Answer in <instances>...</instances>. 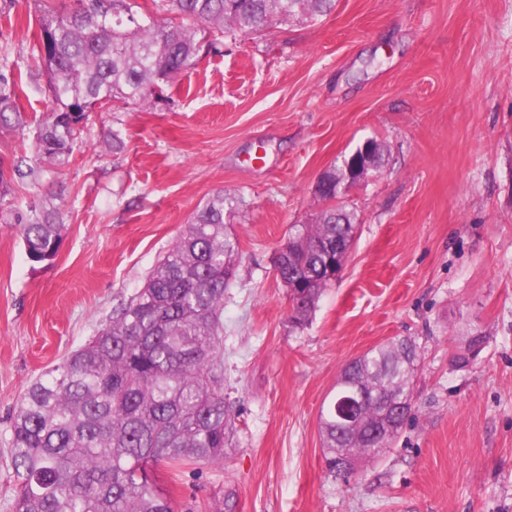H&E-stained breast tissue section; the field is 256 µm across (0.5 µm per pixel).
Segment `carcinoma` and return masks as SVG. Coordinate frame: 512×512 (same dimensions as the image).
Here are the masks:
<instances>
[{"label":"carcinoma","instance_id":"cac0c4a2","mask_svg":"<svg viewBox=\"0 0 512 512\" xmlns=\"http://www.w3.org/2000/svg\"><path fill=\"white\" fill-rule=\"evenodd\" d=\"M34 64L26 84L45 83L50 117L34 133L36 153L12 177L38 182L44 164L62 168L80 150L88 106L100 102L150 109L170 85L216 49L197 28L170 13L207 24L224 35L261 32L331 13L335 0H77L59 13L42 0ZM9 52L0 51V127L24 132ZM326 203L312 224L294 226L293 259L283 277L304 282L292 319L301 324L333 282L336 253L325 242L356 229V211L343 204L336 177L318 191ZM240 199L219 191L199 205L173 246L162 254L127 303L103 328L28 388L11 422L15 512H172L162 471L224 461L235 426L224 397V289L236 272L239 247L226 236L225 217ZM27 258L52 259L65 224L59 208L33 201L14 214ZM408 345L389 342L346 365L369 394L357 429L336 427L322 409L326 448L367 462L388 447L377 430L398 434L412 402L413 373L404 371Z\"/></svg>","mask_w":512,"mask_h":512}]
</instances>
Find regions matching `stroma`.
<instances>
[{"mask_svg": "<svg viewBox=\"0 0 512 512\" xmlns=\"http://www.w3.org/2000/svg\"><path fill=\"white\" fill-rule=\"evenodd\" d=\"M37 16L35 0H0L18 65ZM367 138L386 164L350 192L353 248L295 325L274 257L323 209L319 177ZM82 141L0 196V512H14L10 423L29 386L221 190L241 200L224 293L235 427L223 463L173 479L174 512H512V0H336L325 17L227 34L166 101L92 113ZM33 198L66 226L39 264L13 224ZM475 334L484 348L459 362ZM398 337L418 347L412 416L378 461L335 477L320 412L348 362Z\"/></svg>", "mask_w": 512, "mask_h": 512, "instance_id": "stroma-1", "label": "stroma"}]
</instances>
